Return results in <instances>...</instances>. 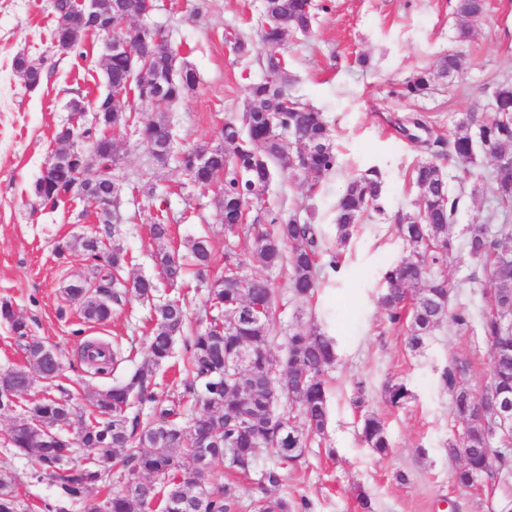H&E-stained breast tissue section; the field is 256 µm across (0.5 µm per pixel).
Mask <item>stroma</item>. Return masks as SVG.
Segmentation results:
<instances>
[{"label": "stroma", "instance_id": "1", "mask_svg": "<svg viewBox=\"0 0 512 512\" xmlns=\"http://www.w3.org/2000/svg\"><path fill=\"white\" fill-rule=\"evenodd\" d=\"M319 11L310 37L287 35L289 91L324 112L336 137L339 167L316 189L298 180H275L262 209L289 213L297 202L306 208L300 220L317 224L327 244L336 241L334 208L349 177L377 167L383 177L381 211H371L341 250L339 270L324 269L315 301L295 300L286 270L263 272L276 289V355L300 324L313 321L338 341V357L329 374V424L326 448L312 447L298 466L287 469L280 488L290 500L307 499L309 512H361L358 496L370 497L374 512H501L512 502V474L484 479L463 491L452 480L455 465L448 441L457 425L448 393L439 384L443 366L455 358L469 361L466 382L482 394L489 381V344L480 334L441 326L423 352H410L404 329L388 324L377 299L388 265L404 256L393 217L416 210L419 199L410 182L412 169L431 154L401 130L412 113L426 114L446 140H453L465 114L482 109L496 81L512 79V0H488L486 12L471 19L470 40L456 42V0H314ZM53 0H0V300H9L26 318L32 333L57 350L64 362L58 379L73 403L93 408L97 391L124 379L141 362L148 342L149 310L131 302L102 324L87 321L79 304L65 293L73 282L96 288L97 263L81 251L58 259L60 240L77 239L95 225L79 217L78 207L43 209L31 193L57 131L71 118L75 95L103 92L102 44L87 38L79 53L50 54L41 85L25 90L12 69L20 52L48 51ZM262 0H155L149 19L197 74L195 90L179 102L134 104V111L169 116L184 148L213 144L218 127L240 114L250 83L265 73L257 62L262 50L254 25ZM241 33L249 54L237 53L228 33ZM462 48L468 67L450 87L424 98L401 97L406 78L423 67H438L448 50ZM121 189L120 243L132 263L129 273L158 277L160 248L149 226L157 209H166L175 240L208 234L214 243L213 275L224 263V230L216 195L188 182L177 162L153 164L146 144L117 138ZM446 274L454 307L471 316L490 305L491 284L475 272L464 249H457ZM89 340L133 345L130 358L111 372L87 373L79 359ZM403 382L414 398L393 408L383 387ZM384 422L393 448L376 456L359 435L364 414ZM19 478V492L33 512L56 502L57 487L35 477L26 459L0 445V465Z\"/></svg>", "mask_w": 512, "mask_h": 512}]
</instances>
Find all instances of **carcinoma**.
I'll use <instances>...</instances> for the list:
<instances>
[{"label": "carcinoma", "mask_w": 512, "mask_h": 512, "mask_svg": "<svg viewBox=\"0 0 512 512\" xmlns=\"http://www.w3.org/2000/svg\"><path fill=\"white\" fill-rule=\"evenodd\" d=\"M112 23L123 29L126 18L137 15L142 0H107ZM485 10V0H457L456 14L462 19L457 40L466 41L471 30L464 19ZM55 26H69L75 42L86 36L100 38L96 20L77 15L74 0H53ZM315 19L312 0H267L256 20L263 52L258 57L266 78L248 87L249 104L241 115L224 122L223 143L212 149L195 147L179 155L152 153L159 166L174 159L181 170L192 173L196 184L211 179L223 181L217 204L222 214L224 237L229 240L243 229L252 236L253 260L266 270L288 268L293 296L308 302L314 299L323 273L320 254L329 255V266L337 269L339 249L349 241L357 224L371 210L379 208L382 179L375 167L349 178L336 200V250L319 249L317 225L300 222L281 213L263 220L254 217L243 224L244 210L259 199L272 179L282 174L301 180L314 189L336 171L338 157L324 113L300 102L288 93L291 75L284 50L289 33L309 36ZM46 57L42 53L16 56L13 71L30 88L42 82ZM466 57L450 52L436 69H421L402 87L408 98L432 93L442 81H453L464 68ZM130 62L114 56L106 62L105 80L122 101L103 112L98 129L58 130L56 141L74 135V143L89 147L97 158L93 175L79 180L69 164L61 166L48 187L35 181L33 194L44 205L50 199L107 191L117 182L118 158L108 127L129 128L137 140L153 146L171 133L164 115L136 118L126 112ZM168 101L185 97L195 84L164 80ZM135 96L143 93L136 85ZM492 108L478 115L477 122L466 116L460 132L448 143L437 134L426 140L436 148L434 156H452L464 177L477 181L478 158L491 161L488 182L498 207L481 223L471 225L464 248L471 259L489 269L493 290L492 313L483 312L478 321L480 335L489 342V387L512 397V334L505 333L502 310H512V166L498 160L512 157V80L496 82L491 92ZM208 152L207 167L193 171L195 154ZM419 193L416 210L395 216L396 229L409 252L390 265L383 274L385 289L379 296L387 321L405 329L408 348L421 351L429 336L441 325L457 330L470 327L469 315L451 306V289L442 273L456 249L451 224L465 205V191H448L446 175L434 161L419 164L412 172ZM120 212L113 221L98 218V227L79 243L91 259L105 262L95 297L85 288H69L67 295L78 303L90 321L104 323L112 311L131 301L149 306L153 322L146 355L125 380L96 394L97 413L85 415L71 403L64 388L51 391L30 403L20 399L32 388L34 376L52 383L59 378L61 357L51 360L43 353V343L31 333V326L19 317L9 301L0 303L4 321L24 354L26 366L0 370V393L16 398L11 406L26 416L0 436L3 444L33 465L37 472L57 482L58 505L46 509L69 510L84 502L95 488L115 483L120 489L103 501L105 512H148L149 505L162 498L164 512H237V487L212 485L214 470L227 466L248 477L267 448L276 450L275 464L258 473L257 484L263 496L253 501V512H307L306 500L297 503L277 494L284 470L297 466L312 441L325 438L328 427L326 376L336 362V339L316 324L289 333L288 354L277 358L271 353L278 331L274 321L275 291L269 279L250 276L251 287L240 290L229 284L243 276L246 266L232 249L224 254V287L211 288L210 273L215 262L213 248L205 234L188 237L183 247L191 254L198 285L209 288L205 318L192 323L184 299L179 295L160 299L159 282L151 277L125 276L131 264L128 252L112 243L104 252L105 239L121 234ZM152 238L160 244L172 240L167 211H157L150 226ZM183 269L175 256L162 254V279L171 289L181 284ZM182 343V374L168 394L156 391L159 369L174 359L176 343ZM243 355L240 365L225 370L229 356ZM83 362L94 373H104L123 360L117 347L85 343L80 350ZM469 365L462 359L448 362L439 376L448 391L456 421L467 427L466 442L448 441V456L460 460L453 471L455 484L470 489L479 481L512 471V433L491 435L490 413L477 405L476 396L465 378ZM386 403L399 408L412 398L408 385H385ZM53 437L45 441L46 432ZM361 439L374 453L385 456L391 441L385 424L374 414L362 420ZM206 447L207 454L200 453ZM91 448L97 456L86 463L70 466L76 450ZM17 478L0 469V512H28V505L16 490Z\"/></svg>", "instance_id": "1"}]
</instances>
